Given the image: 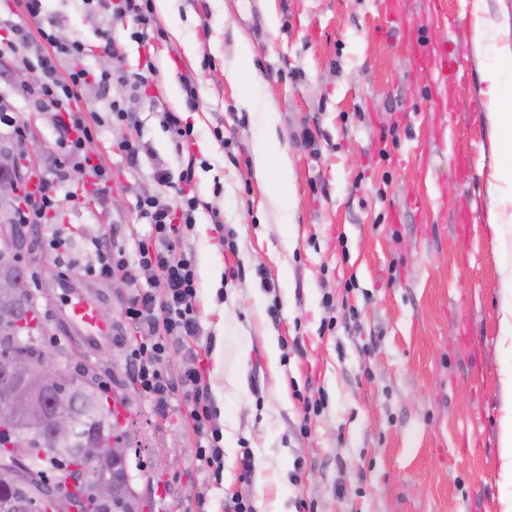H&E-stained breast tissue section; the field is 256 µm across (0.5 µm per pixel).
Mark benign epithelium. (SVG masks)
Listing matches in <instances>:
<instances>
[{
    "label": "benign epithelium",
    "mask_w": 512,
    "mask_h": 512,
    "mask_svg": "<svg viewBox=\"0 0 512 512\" xmlns=\"http://www.w3.org/2000/svg\"><path fill=\"white\" fill-rule=\"evenodd\" d=\"M0 165L16 173L14 178L0 181V190L7 193L10 199H26L29 196L27 186L30 178L36 173V166L28 154L5 153L0 156ZM22 242L17 225L0 224V288L9 289L8 297L17 306L13 319L18 342L27 334L26 323L31 317L29 307L37 306L27 278L12 272ZM34 379L52 381L56 385L54 398L46 413L30 401L29 383ZM71 381L72 376L58 360L45 352L28 363L10 354H0V427L9 428L21 413L35 428L41 427L48 418V444L33 449L32 453L41 457L52 453L54 443L71 439L77 431L78 423L70 404ZM130 451L125 440L103 437L93 447L85 449L88 459H77L59 467L49 481V490L38 499L29 505L11 502L9 507L13 512H90L96 507L101 508L112 502L116 488L112 477L100 464L125 462Z\"/></svg>",
    "instance_id": "7a95c632"
}]
</instances>
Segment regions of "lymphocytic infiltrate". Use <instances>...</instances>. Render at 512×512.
Instances as JSON below:
<instances>
[{
	"label": "lymphocytic infiltrate",
	"mask_w": 512,
	"mask_h": 512,
	"mask_svg": "<svg viewBox=\"0 0 512 512\" xmlns=\"http://www.w3.org/2000/svg\"><path fill=\"white\" fill-rule=\"evenodd\" d=\"M111 23L131 19L135 25L134 38L145 39L152 25V9L149 0H98ZM100 29L98 37L104 44H111L112 30ZM86 47L75 39L57 46L55 55L36 53L22 56L23 64L34 63L41 69L43 79L33 90L34 100L51 108L53 120L60 132L61 145L69 164L85 170L92 179L95 193L107 190L109 175L97 163L88 150L92 138L91 129L83 111L76 107L79 91L94 87L107 96L113 82L126 81V74L118 69L96 72L83 64ZM65 56L70 67L67 77H60L56 55ZM198 206L196 197L186 191H178L175 202L148 196L139 201V217L150 226V235L137 250L136 265L142 269L158 270L164 293L155 296L147 291L136 295L127 308V317L147 335L129 353L130 371L143 395L154 401L158 410H165L169 381L160 366L167 353L168 340L199 333L195 308L197 278L193 256L181 250L178 239L181 228L190 226ZM202 374L198 368L184 371L182 381L193 391L192 415L200 440L197 457L205 468L220 471L224 466V452L220 446L221 432L212 422L207 391L201 386Z\"/></svg>",
	"instance_id": "f902f5d3"
}]
</instances>
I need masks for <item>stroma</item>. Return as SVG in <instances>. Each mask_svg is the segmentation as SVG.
Masks as SVG:
<instances>
[{
  "mask_svg": "<svg viewBox=\"0 0 512 512\" xmlns=\"http://www.w3.org/2000/svg\"><path fill=\"white\" fill-rule=\"evenodd\" d=\"M53 48L82 39L84 63L153 61L146 95L114 84L113 100L137 124L97 128L96 155L110 174L98 197L62 164L48 108L19 85L11 52L0 55V149L27 150L60 200L54 220L34 227L18 263L50 328L43 350L67 355L66 370L90 369L105 396L120 399L137 455L132 484L151 512H225L232 497L253 512H503L512 477L501 470L499 418L506 397L500 308L512 242L487 227L491 175L502 162L489 141L484 71L512 85V0H172L146 40L115 23L113 48L97 32L106 16L84 0H44L41 25L24 0H0V19ZM488 37L476 43V27ZM247 39L257 77L228 82ZM447 44L454 76L444 104L432 99L421 51ZM197 75L200 106L188 110L181 77ZM178 115L192 135L178 142L163 121ZM283 132L292 170L287 213L254 172L266 123ZM132 142L141 163L129 167ZM199 206L181 246L195 258L199 335L173 344L171 378L204 372L221 429L224 469L196 459L188 392L176 386L166 412L143 396L128 345L141 332L125 314L158 274H88L92 240L111 241L135 261L149 228L147 196L173 199L186 167ZM165 169L169 185L157 182ZM219 212L233 233L211 229ZM63 234L64 248L48 246ZM72 289L111 311V342L86 344L63 304ZM323 399L305 415V400ZM251 450L243 477L239 460Z\"/></svg>",
  "mask_w": 512,
  "mask_h": 512,
  "instance_id": "35a3bbf8",
  "label": "stroma"
}]
</instances>
